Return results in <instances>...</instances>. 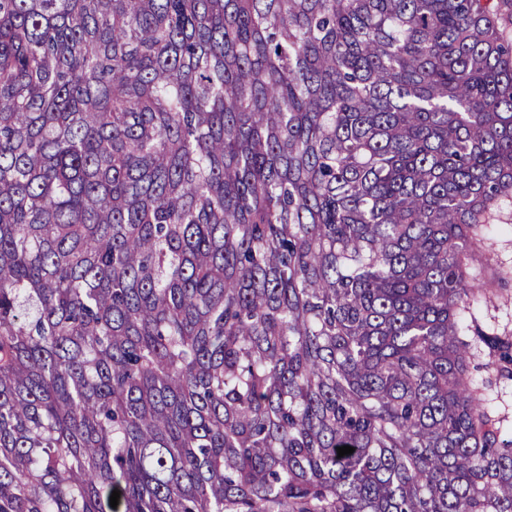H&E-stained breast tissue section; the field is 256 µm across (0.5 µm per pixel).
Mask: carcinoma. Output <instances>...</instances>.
Returning a JSON list of instances; mask_svg holds the SVG:
<instances>
[{
  "instance_id": "obj_1",
  "label": "carcinoma",
  "mask_w": 512,
  "mask_h": 512,
  "mask_svg": "<svg viewBox=\"0 0 512 512\" xmlns=\"http://www.w3.org/2000/svg\"><path fill=\"white\" fill-rule=\"evenodd\" d=\"M510 28L512 0H0V512H512L466 376L477 343L512 377V340L463 339Z\"/></svg>"
}]
</instances>
